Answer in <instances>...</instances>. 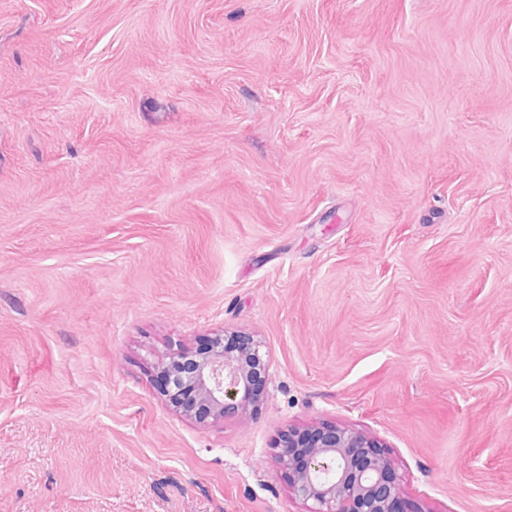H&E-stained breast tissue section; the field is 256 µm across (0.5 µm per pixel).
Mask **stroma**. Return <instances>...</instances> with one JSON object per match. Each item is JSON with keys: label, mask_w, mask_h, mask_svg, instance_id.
Segmentation results:
<instances>
[{"label": "stroma", "mask_w": 512, "mask_h": 512, "mask_svg": "<svg viewBox=\"0 0 512 512\" xmlns=\"http://www.w3.org/2000/svg\"><path fill=\"white\" fill-rule=\"evenodd\" d=\"M227 330L199 423L158 368ZM325 424L512 512V0H0V512H307ZM230 337L237 342L231 351L224 347V340ZM214 338L209 352L172 356L160 370L170 381V387L164 389L169 399L175 385L193 387L203 413L184 412L203 424L240 415L253 397L256 375L265 374L268 365L261 342L253 336L224 332Z\"/></svg>", "instance_id": "1"}]
</instances>
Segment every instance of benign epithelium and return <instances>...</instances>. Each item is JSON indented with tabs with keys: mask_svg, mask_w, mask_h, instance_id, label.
Wrapping results in <instances>:
<instances>
[{
	"mask_svg": "<svg viewBox=\"0 0 512 512\" xmlns=\"http://www.w3.org/2000/svg\"><path fill=\"white\" fill-rule=\"evenodd\" d=\"M267 370L260 341L238 333L216 337L205 354H180L162 364L170 387H193L203 413H189L200 423L240 415L253 395L256 375ZM288 434L279 464L288 470L295 498L312 503L307 512H402L401 488L390 459L372 437L345 427Z\"/></svg>",
	"mask_w": 512,
	"mask_h": 512,
	"instance_id": "7a95c632",
	"label": "benign epithelium"
}]
</instances>
